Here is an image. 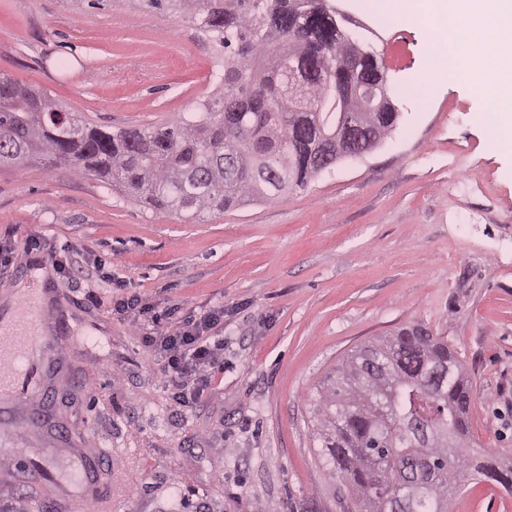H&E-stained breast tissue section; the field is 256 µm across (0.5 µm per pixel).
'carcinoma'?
Returning <instances> with one entry per match:
<instances>
[{"label":"carcinoma","instance_id":"obj_1","mask_svg":"<svg viewBox=\"0 0 512 512\" xmlns=\"http://www.w3.org/2000/svg\"><path fill=\"white\" fill-rule=\"evenodd\" d=\"M200 19L199 28L224 48V93L202 103L192 120L155 130L102 131L70 115L64 134L45 94L0 77V134L22 152L18 163L117 181L154 206L193 217L275 199L319 174L311 147L336 142V96L356 73L383 68L377 53L345 54L336 17L324 0H147ZM352 104L360 138L378 146L400 113ZM238 173L224 177V153ZM266 163L284 177L269 190L256 176ZM455 366L438 397L431 375ZM472 386L448 341L422 323L404 325L347 356L318 390L314 431L323 455L341 474L358 512H448V496L473 472L512 488V453L481 455L470 448ZM422 423L428 434H415ZM420 460L404 481L408 460Z\"/></svg>","mask_w":512,"mask_h":512}]
</instances>
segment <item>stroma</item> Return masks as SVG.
<instances>
[{"label": "stroma", "instance_id": "obj_1", "mask_svg": "<svg viewBox=\"0 0 512 512\" xmlns=\"http://www.w3.org/2000/svg\"><path fill=\"white\" fill-rule=\"evenodd\" d=\"M366 2L350 11L401 119L285 197L187 221L94 176L0 166V302L48 362L37 406L0 399V456L30 458L0 468V512H58L81 454L100 469L87 512H356L311 400L352 350L417 322L470 375L472 448L512 451V149L479 120L486 87L435 78L445 40L419 18L377 27ZM223 68L197 23L145 0H0V75L104 130L193 115ZM47 249L76 251L86 276L57 274ZM131 296L223 308L221 367L193 409L110 313ZM448 512H512V492L479 477Z\"/></svg>", "mask_w": 512, "mask_h": 512}]
</instances>
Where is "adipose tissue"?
Wrapping results in <instances>:
<instances>
[{
  "instance_id": "ef3b65f1",
  "label": "adipose tissue",
  "mask_w": 512,
  "mask_h": 512,
  "mask_svg": "<svg viewBox=\"0 0 512 512\" xmlns=\"http://www.w3.org/2000/svg\"><path fill=\"white\" fill-rule=\"evenodd\" d=\"M436 7L455 21L453 45L476 82H490L489 124L512 138V0H388L401 23Z\"/></svg>"
}]
</instances>
